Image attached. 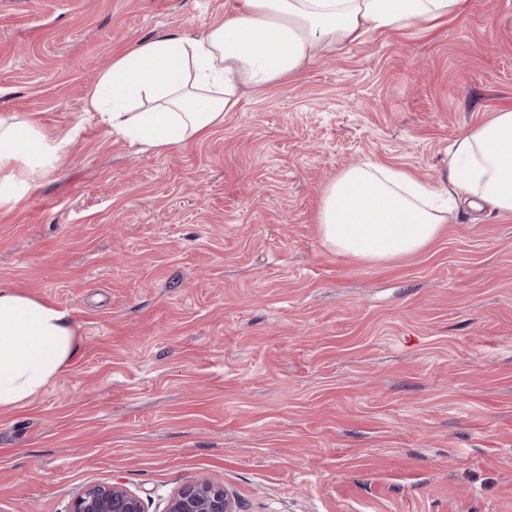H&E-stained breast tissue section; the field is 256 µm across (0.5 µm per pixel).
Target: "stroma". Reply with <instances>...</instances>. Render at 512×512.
<instances>
[{"mask_svg":"<svg viewBox=\"0 0 512 512\" xmlns=\"http://www.w3.org/2000/svg\"><path fill=\"white\" fill-rule=\"evenodd\" d=\"M227 3L0 0V113L74 133L0 208V289L66 312L78 348L0 409V512L112 482L163 512L197 481L237 512H512V215L460 201L378 264L316 223L359 163L445 183L455 138L512 106V0L369 34L162 154L87 117L114 53Z\"/></svg>","mask_w":512,"mask_h":512,"instance_id":"obj_1","label":"stroma"}]
</instances>
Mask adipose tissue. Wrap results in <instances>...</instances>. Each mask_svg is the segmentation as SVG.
I'll list each match as a JSON object with an SVG mask.
<instances>
[{"instance_id":"obj_1","label":"adipose tissue","mask_w":512,"mask_h":512,"mask_svg":"<svg viewBox=\"0 0 512 512\" xmlns=\"http://www.w3.org/2000/svg\"><path fill=\"white\" fill-rule=\"evenodd\" d=\"M467 0H231L223 22L196 37L160 33L116 55L90 94V114L109 132L163 153L209 135L246 88L279 84L368 32L432 26ZM67 138L47 140L31 119L0 114V207L23 198L37 168ZM448 199L398 168L340 171L321 195L325 245L359 262L420 253L464 197L512 214V108L463 131L448 150ZM76 332L67 315L0 289V408L27 404L68 365Z\"/></svg>"}]
</instances>
